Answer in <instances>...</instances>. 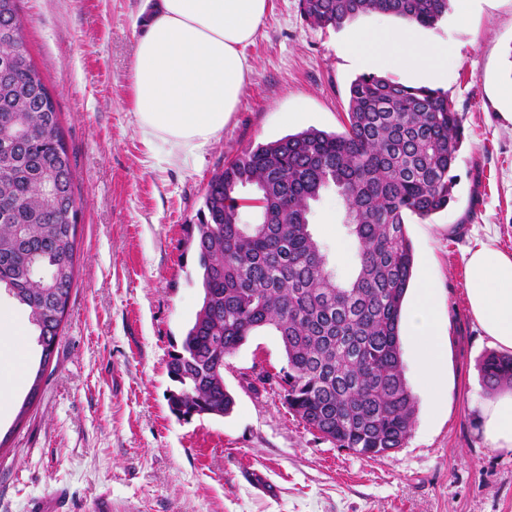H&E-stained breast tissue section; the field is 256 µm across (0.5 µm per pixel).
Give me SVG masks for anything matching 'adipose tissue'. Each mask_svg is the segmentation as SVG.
<instances>
[{
	"label": "adipose tissue",
	"mask_w": 512,
	"mask_h": 512,
	"mask_svg": "<svg viewBox=\"0 0 512 512\" xmlns=\"http://www.w3.org/2000/svg\"><path fill=\"white\" fill-rule=\"evenodd\" d=\"M268 0H145L146 17L131 67L129 93L137 130L163 162L188 167L218 139L236 111L251 65L245 54ZM342 49L359 62L414 72L421 82L444 79L453 48L395 29L386 14L369 30H350ZM467 299L473 318L493 344L512 351V254L476 239L466 253ZM437 288L423 277L410 303L407 332L421 387L440 402L447 346L436 320ZM26 346L0 308V408L22 375ZM490 447L512 450V392L481 407Z\"/></svg>",
	"instance_id": "adipose-tissue-1"
}]
</instances>
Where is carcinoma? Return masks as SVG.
<instances>
[{"label":"carcinoma","mask_w":512,"mask_h":512,"mask_svg":"<svg viewBox=\"0 0 512 512\" xmlns=\"http://www.w3.org/2000/svg\"><path fill=\"white\" fill-rule=\"evenodd\" d=\"M19 0H0V289L26 306L52 352L74 281L71 157L56 101L28 58ZM450 0H299L303 16L336 27L387 12L431 27ZM341 133L308 128L238 154L209 180L191 226L203 299L170 355L168 405L188 419L233 411L224 361L250 336H280L288 411L338 448L377 460L404 447L416 417L400 322L413 268L405 218L448 208L464 141L448 93L375 73L349 86ZM259 189L243 224L237 190ZM335 187L356 244L351 279L336 280L311 230V205ZM485 387L512 386V354L488 353Z\"/></svg>","instance_id":"obj_1"}]
</instances>
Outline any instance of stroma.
I'll use <instances>...</instances> for the list:
<instances>
[{
    "label": "stroma",
    "mask_w": 512,
    "mask_h": 512,
    "mask_svg": "<svg viewBox=\"0 0 512 512\" xmlns=\"http://www.w3.org/2000/svg\"><path fill=\"white\" fill-rule=\"evenodd\" d=\"M142 0H20L22 41L59 107L72 156L77 262L59 343L47 366L27 336L24 377L0 413V512H512V451L487 445L481 363L493 347L468 306L464 252L485 225L512 254V0H451L425 38L450 42L441 83L463 118L456 200L406 230L414 277L439 288L448 340L444 406L431 413L410 354L417 400L403 448L373 460L336 447L289 413L276 377L279 336L257 332L224 365L231 414L182 420L168 407L167 362L202 303L188 227L212 175L246 148L313 127L344 130L352 80L340 40L364 14L320 28L298 0H270L245 53L253 70L217 142L190 168L143 143L128 90ZM335 190L312 206L313 231L338 280L355 269ZM270 374L261 383L258 373ZM36 397H29L31 385ZM262 470L269 498L246 481Z\"/></svg>",
    "instance_id": "1"
}]
</instances>
